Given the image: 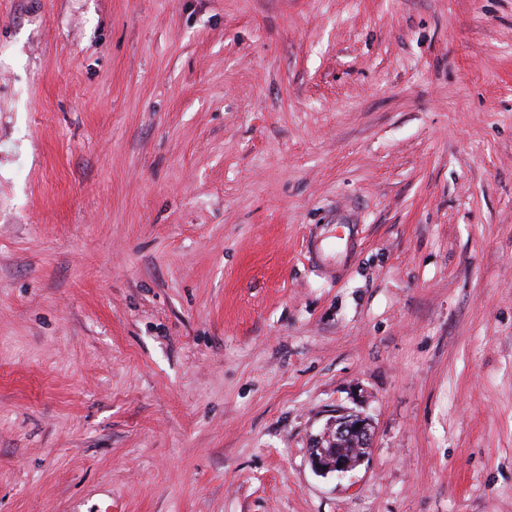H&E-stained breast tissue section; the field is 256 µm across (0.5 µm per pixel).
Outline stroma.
I'll use <instances>...</instances> for the list:
<instances>
[{
  "mask_svg": "<svg viewBox=\"0 0 512 512\" xmlns=\"http://www.w3.org/2000/svg\"><path fill=\"white\" fill-rule=\"evenodd\" d=\"M0 512H512V0H0ZM357 435L361 447L368 450L373 446L374 431L370 420L361 413L346 409H336L325 423L322 432L315 436L310 448V464L320 474L343 476L352 471L362 460L364 454L359 450L357 457L342 456L341 443ZM342 463V468H338Z\"/></svg>",
  "mask_w": 512,
  "mask_h": 512,
  "instance_id": "1",
  "label": "stroma"
}]
</instances>
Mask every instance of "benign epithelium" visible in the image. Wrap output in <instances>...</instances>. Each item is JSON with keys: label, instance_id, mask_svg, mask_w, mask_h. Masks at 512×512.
Segmentation results:
<instances>
[{"label": "benign epithelium", "instance_id": "1", "mask_svg": "<svg viewBox=\"0 0 512 512\" xmlns=\"http://www.w3.org/2000/svg\"><path fill=\"white\" fill-rule=\"evenodd\" d=\"M359 437L361 448L367 450L373 446L374 431L370 420L361 413L338 409L325 423L322 432L315 436L310 448V464L320 474L343 476L352 471L364 457H345L341 443L353 436Z\"/></svg>", "mask_w": 512, "mask_h": 512}]
</instances>
